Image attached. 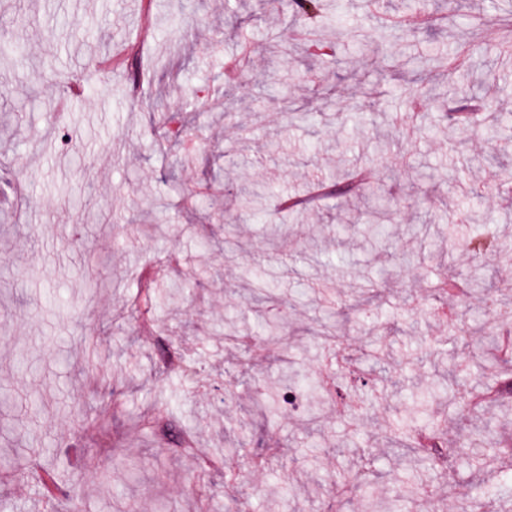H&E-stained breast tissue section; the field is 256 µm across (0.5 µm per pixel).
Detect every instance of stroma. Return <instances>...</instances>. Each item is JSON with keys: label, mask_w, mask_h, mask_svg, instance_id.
<instances>
[{"label": "stroma", "mask_w": 512, "mask_h": 512, "mask_svg": "<svg viewBox=\"0 0 512 512\" xmlns=\"http://www.w3.org/2000/svg\"><path fill=\"white\" fill-rule=\"evenodd\" d=\"M405 0H341L355 40L320 23L305 26L263 0H0V38L20 43L23 66L0 69V387L13 395L1 415L0 496L18 512H362L367 498H400L402 512H455L459 497L512 476V397L472 407L471 392L512 382V360L484 351L498 324L473 335L451 333V317L486 309L482 294L449 302L440 280L465 276L468 213L491 207L497 234L512 240V195L482 200L471 186H492L512 171V37L501 21L512 0H437L443 22L379 38ZM306 28L307 45L334 43L335 63L273 45ZM255 62L224 81V61L243 44ZM120 61L110 78L95 63ZM443 54L447 69L427 60ZM491 102L498 140L454 126L448 104L472 96ZM228 102V113L214 101ZM183 115L201 134L186 147L162 142L158 113ZM322 111L316 124L297 112ZM391 117L386 156L374 143ZM234 162L237 180L224 178ZM369 166L395 202L391 245L374 254L356 227L326 217L356 207L327 196L302 220L269 238L261 224L228 222L241 185L270 182L273 196L306 192L310 178L331 182L337 168ZM28 201L15 208L16 188ZM457 228L454 237L443 225ZM257 267L272 307L287 304L286 333L241 346L224 320L254 324L246 266ZM156 287L180 281L184 300L159 307L141 328L133 307L144 273ZM377 277L384 308V370L367 356L358 319L360 286ZM338 330L343 365L327 358L324 329ZM473 376L432 409L446 433V464L423 477L432 501L403 496L416 479L408 451L388 440L411 413L412 398L447 375L449 357ZM35 362L17 373L18 358ZM335 387L309 423L308 411L283 410L266 422L254 387L281 368ZM40 394L47 407L29 409ZM232 448L222 467L215 449ZM59 486L46 497L44 470Z\"/></svg>", "instance_id": "1"}]
</instances>
